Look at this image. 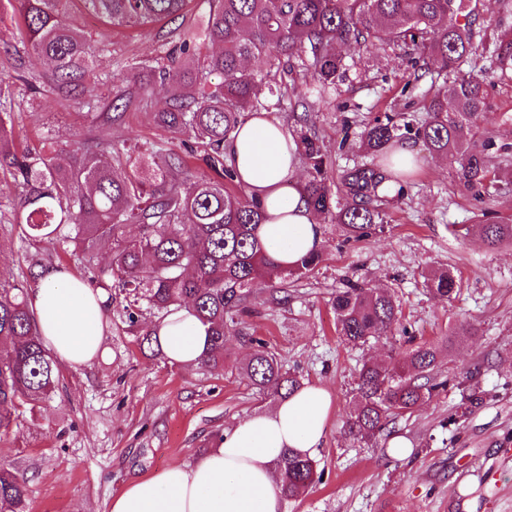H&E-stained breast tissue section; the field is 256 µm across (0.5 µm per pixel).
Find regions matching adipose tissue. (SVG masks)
Listing matches in <instances>:
<instances>
[{"instance_id": "obj_1", "label": "adipose tissue", "mask_w": 512, "mask_h": 512, "mask_svg": "<svg viewBox=\"0 0 512 512\" xmlns=\"http://www.w3.org/2000/svg\"><path fill=\"white\" fill-rule=\"evenodd\" d=\"M224 154L267 218L258 234L278 262L321 251L324 240L299 175L297 145L279 121L259 112L224 143ZM41 338L71 366L91 363L101 351L106 312L98 292L67 268L42 279L29 296ZM208 324L184 306L156 326L169 360L198 364L207 350ZM331 397L306 385L267 412L236 421L217 448L194 465H171L127 484L110 512H281L274 463L283 450L313 454L328 428Z\"/></svg>"}]
</instances>
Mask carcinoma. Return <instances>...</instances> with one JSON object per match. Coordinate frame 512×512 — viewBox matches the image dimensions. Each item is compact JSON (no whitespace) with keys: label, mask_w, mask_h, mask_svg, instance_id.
Instances as JSON below:
<instances>
[{"label":"carcinoma","mask_w":512,"mask_h":512,"mask_svg":"<svg viewBox=\"0 0 512 512\" xmlns=\"http://www.w3.org/2000/svg\"><path fill=\"white\" fill-rule=\"evenodd\" d=\"M110 29L143 28L184 17L190 0H0L12 10L20 34L32 51L51 65L50 89L65 100L76 89L97 80L95 48L63 19L69 4ZM479 14L473 0H212L208 17L183 29L179 58L142 70L139 89L147 92L155 78L178 85L167 107L153 113L157 126L193 139L215 179L195 178L184 159L173 152H137L131 169L112 162V140L99 150L76 145L67 151L42 153L9 146L7 119L0 115V170L22 190L25 239L69 248L94 261V251L110 244V259L94 278L95 287L124 295L129 326L139 323L141 307L162 320L190 303L199 319L210 325V346L201 360L224 365L227 334L251 295L270 281L302 278L321 261L311 253L293 265H280L258 235L264 216L255 201L235 182L233 166L224 157L229 140L246 113L279 108L288 88L268 85L270 104H258L255 75L244 67L254 58L290 62L296 58L311 73L318 100L336 85L344 70L337 44L375 41L413 47L437 65L426 91L427 119L414 126L393 117H378L363 126L360 143L382 156L379 165H355L343 171L339 186L328 184L329 157L318 136L304 125L296 136L309 174L305 184L310 206L347 230L359 242L384 231L385 182H394L393 196H404L407 175L387 174V149L396 141L415 138L436 154L454 160L456 179L468 192L501 190L490 177L489 163H509L512 145L501 143L481 126L487 105L485 77L475 72L483 44L474 42ZM218 50L204 58L200 69L221 78L209 92L196 91L198 44ZM491 64L503 76L512 70V35L493 38ZM456 75L451 91L436 87ZM137 224L139 235L124 228ZM489 247L512 243V218L479 225ZM430 290L449 298L456 281L448 272L429 280ZM28 289L0 285V427L12 420L11 409L49 398L58 381L57 363L39 340V329L28 304ZM336 328L350 344L360 345L392 330L400 314L390 293L355 283L336 295ZM155 322L140 330L139 347L163 355L153 332ZM390 365L375 361L359 372L356 402L347 414L348 432L364 440L394 423L444 388L437 381V348L423 343L395 356ZM256 393L278 401L301 387L298 376L285 371L261 340L241 367ZM318 463L292 450L276 461L279 491L295 501L316 482ZM27 487L23 476L0 467V512H23Z\"/></svg>","instance_id":"cac0c4a2"}]
</instances>
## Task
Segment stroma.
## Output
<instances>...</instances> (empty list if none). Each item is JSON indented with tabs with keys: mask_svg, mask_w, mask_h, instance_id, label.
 <instances>
[{
	"mask_svg": "<svg viewBox=\"0 0 512 512\" xmlns=\"http://www.w3.org/2000/svg\"><path fill=\"white\" fill-rule=\"evenodd\" d=\"M65 19L98 47L96 85L68 102L45 92L50 68L23 45L14 24L0 23V110L9 114L17 144L59 151L108 137L113 151L132 156L148 147L179 148L181 135L152 119L172 87L157 84L140 96L133 82L134 73L177 43L174 24L111 32L75 7ZM340 54L345 73L307 113L337 172L365 162L356 141L373 117L424 121L422 93L430 84L409 83L416 57L410 48L368 42ZM487 84L482 125L512 144V79L491 72ZM126 95L132 101L121 125L109 129L103 119ZM418 152L404 196L386 208L384 233L349 242L343 225L323 221L320 264L302 279L255 293L228 340L224 366H179L144 355L126 322L125 301L114 295L104 356L84 366L60 364L52 398L19 408L10 427L0 429V465L23 475L26 512H109L128 483L194 463L234 420L271 410L273 401L261 399L239 371L255 338L302 384L323 386L333 399L325 441L314 454L322 477L301 499L283 503L282 512H463L461 484L472 491L473 512H512V459L501 454L512 448V243L486 248L473 226L476 215L493 222L512 207V186L490 196L462 191L454 163L423 145ZM22 216L19 187L0 173L1 283L24 284L36 250L48 268L65 266L92 279L78 257L22 240ZM442 270L457 281L449 299L426 286V274ZM356 282L393 294L401 315L391 333L353 347L336 330L332 302ZM462 321L476 327L475 336L445 350ZM408 334L440 345L438 376L447 387L375 440L349 435L344 421L362 365L386 359ZM472 389L481 391V403L462 406ZM396 437L407 443L405 458L394 455Z\"/></svg>",
	"mask_w": 512,
	"mask_h": 512,
	"instance_id": "1",
	"label": "stroma"
}]
</instances>
